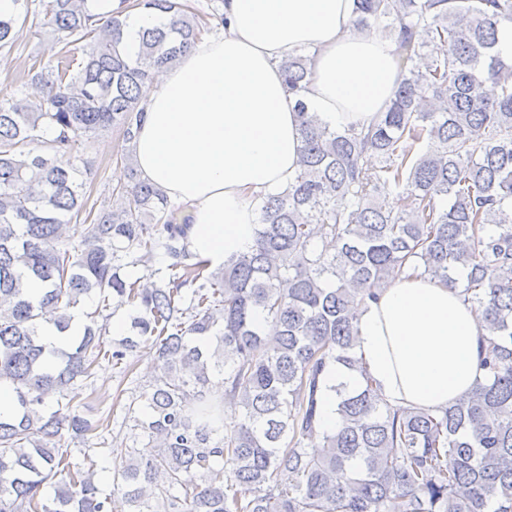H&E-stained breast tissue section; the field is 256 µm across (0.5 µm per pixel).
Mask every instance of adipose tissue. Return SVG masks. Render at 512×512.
Listing matches in <instances>:
<instances>
[{"mask_svg": "<svg viewBox=\"0 0 512 512\" xmlns=\"http://www.w3.org/2000/svg\"><path fill=\"white\" fill-rule=\"evenodd\" d=\"M217 34L160 71L133 153L141 177L185 205L191 250L217 264L253 242L250 198L287 188L300 117L279 64L310 54L308 112L366 125L399 78L394 42L354 30V0H224ZM356 353L382 403L437 409L482 379L485 332L457 289L405 276L359 312Z\"/></svg>", "mask_w": 512, "mask_h": 512, "instance_id": "ef3b65f1", "label": "adipose tissue"}]
</instances>
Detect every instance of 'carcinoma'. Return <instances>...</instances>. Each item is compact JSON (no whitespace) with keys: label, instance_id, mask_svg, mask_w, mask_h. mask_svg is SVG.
Wrapping results in <instances>:
<instances>
[{"label":"carcinoma","instance_id":"obj_1","mask_svg":"<svg viewBox=\"0 0 512 512\" xmlns=\"http://www.w3.org/2000/svg\"><path fill=\"white\" fill-rule=\"evenodd\" d=\"M15 2L0 51L27 26L46 29L57 65L29 57L22 79L38 96L0 89V380L18 405L0 416V512H110L98 462L61 447L64 433L83 439L105 419L63 399L102 358L131 373L142 345L160 375L125 420L158 453L133 448L115 472L132 512H512V62L496 51L512 0H355L357 30L386 20L396 36L390 100L369 126L331 130L297 98L293 182L262 198L254 243L218 265L190 251L189 219L140 177L131 143L155 72L224 14L122 0L162 19L132 57L120 10L104 19L84 0ZM309 64L281 61L289 93L305 88ZM115 127L110 205L91 200L93 164L71 157ZM160 252L170 263L155 269ZM138 266L157 281L125 274ZM408 270L458 289L487 332L484 379L441 410L381 403L356 354L358 310ZM31 280L44 285L37 298ZM93 295L81 335L47 348L41 320L65 334ZM110 304L135 315L107 348ZM336 364L358 384L329 383ZM326 392L336 432L320 430ZM227 406L239 418L225 420Z\"/></svg>","mask_w":512,"mask_h":512}]
</instances>
